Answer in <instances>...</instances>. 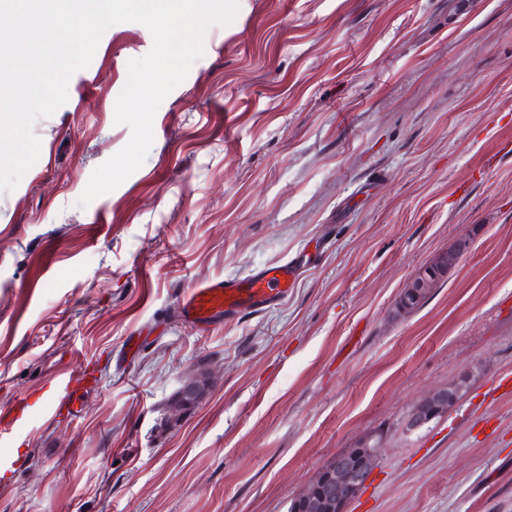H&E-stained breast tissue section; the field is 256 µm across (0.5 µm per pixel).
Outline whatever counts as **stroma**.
<instances>
[{
	"label": "stroma",
	"mask_w": 512,
	"mask_h": 512,
	"mask_svg": "<svg viewBox=\"0 0 512 512\" xmlns=\"http://www.w3.org/2000/svg\"><path fill=\"white\" fill-rule=\"evenodd\" d=\"M158 108L148 155L87 207L128 142L127 63L103 34L0 194V512H288L337 452L380 438L348 512H512V0H239ZM410 313L395 300L458 239ZM293 262L287 298L203 331L191 284ZM97 382L53 415L55 375ZM468 374L448 414L401 421ZM205 375L194 403L177 393ZM26 408V399L22 398L13 405L9 412L2 414L0 418V432L12 431L23 426L27 420Z\"/></svg>",
	"instance_id": "1"
}]
</instances>
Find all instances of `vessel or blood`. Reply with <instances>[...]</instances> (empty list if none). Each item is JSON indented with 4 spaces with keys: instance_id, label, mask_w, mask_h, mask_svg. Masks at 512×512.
<instances>
[{
    "instance_id": "b4317fda",
    "label": "vessel or blood",
    "mask_w": 512,
    "mask_h": 512,
    "mask_svg": "<svg viewBox=\"0 0 512 512\" xmlns=\"http://www.w3.org/2000/svg\"><path fill=\"white\" fill-rule=\"evenodd\" d=\"M288 265L265 268L231 280L200 282L188 288L178 306L180 318L198 328L238 317L245 311L266 309L288 292ZM95 381L90 367L57 375L48 389L54 410L71 404L74 396Z\"/></svg>"
}]
</instances>
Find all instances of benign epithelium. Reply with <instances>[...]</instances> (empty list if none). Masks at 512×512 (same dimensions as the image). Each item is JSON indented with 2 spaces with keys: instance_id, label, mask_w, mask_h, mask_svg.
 Segmentation results:
<instances>
[{
  "instance_id": "7a95c632",
  "label": "benign epithelium",
  "mask_w": 512,
  "mask_h": 512,
  "mask_svg": "<svg viewBox=\"0 0 512 512\" xmlns=\"http://www.w3.org/2000/svg\"><path fill=\"white\" fill-rule=\"evenodd\" d=\"M467 242L438 255L420 269L400 292L396 309L410 312L425 297L429 288L458 263ZM468 377L431 390L409 410L405 429L417 431L445 416L466 388ZM204 381L192 379L178 392V401L186 404L198 398ZM381 443L365 439L357 447L335 455L316 474L302 493L290 502L289 512H348V507L369 479L380 452Z\"/></svg>"
}]
</instances>
